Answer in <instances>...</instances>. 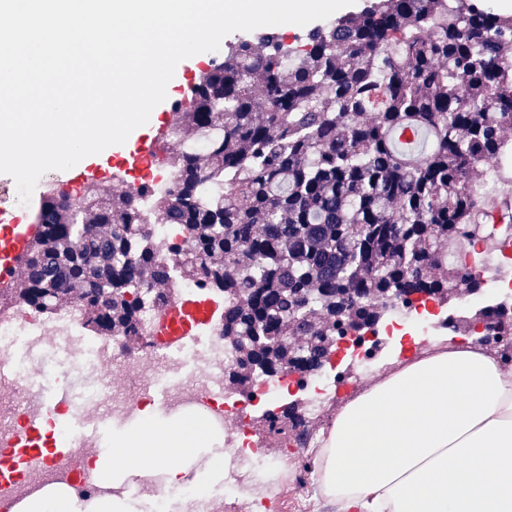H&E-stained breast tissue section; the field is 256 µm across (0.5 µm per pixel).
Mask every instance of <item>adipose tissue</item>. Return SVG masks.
I'll use <instances>...</instances> for the list:
<instances>
[{"label": "adipose tissue", "instance_id": "obj_1", "mask_svg": "<svg viewBox=\"0 0 512 512\" xmlns=\"http://www.w3.org/2000/svg\"><path fill=\"white\" fill-rule=\"evenodd\" d=\"M203 421L146 423L112 440V480L184 483ZM315 467L341 512H512V367L478 335L407 355L345 395Z\"/></svg>", "mask_w": 512, "mask_h": 512}]
</instances>
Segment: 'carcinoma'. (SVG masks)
I'll list each match as a JSON object with an SVG mask.
<instances>
[{"mask_svg": "<svg viewBox=\"0 0 512 512\" xmlns=\"http://www.w3.org/2000/svg\"><path fill=\"white\" fill-rule=\"evenodd\" d=\"M184 97L160 142L180 135L170 186L120 197L57 187L39 206L41 235L21 263L18 295L49 312L51 288L103 331L137 333L131 288H170L142 242L144 203L184 227L183 273L232 295L224 335L242 345L234 382L287 362L324 365L336 337L375 324L380 302L479 282L438 263L479 211L471 173L503 152L512 127V17L481 0H364L311 27L297 44L276 31L230 45ZM435 261L437 273L423 266ZM288 323L311 338L280 344ZM295 407L267 414L280 433Z\"/></svg>", "mask_w": 512, "mask_h": 512, "instance_id": "cac0c4a2", "label": "carcinoma"}]
</instances>
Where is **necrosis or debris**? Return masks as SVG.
<instances>
[{
    "label": "necrosis or debris",
    "mask_w": 512,
    "mask_h": 512,
    "mask_svg": "<svg viewBox=\"0 0 512 512\" xmlns=\"http://www.w3.org/2000/svg\"><path fill=\"white\" fill-rule=\"evenodd\" d=\"M476 188L483 197V218L477 225H464L447 262L449 269L470 273L480 283L490 285L496 303L487 312L484 336L491 343L500 339L504 325L512 323V308L502 300L503 295L512 293V168L499 161L490 164ZM145 232L167 269L172 298L201 297L214 311H223L222 291L186 277L174 263L172 247L184 242L179 225L163 223L151 212ZM165 311V305L157 303L137 311L139 343L134 346L120 333L108 341L86 337L85 311L78 301L51 319L19 298L13 299L9 310L0 309V358L6 360L5 369L0 371V440L21 437L43 417L46 398L35 384L40 377L60 390L56 409H73L88 426L104 418L120 426L133 425L139 413L153 403L168 413L203 419L216 432L223 430L228 416L238 417L243 441L224 463L227 485L240 482V463L244 460L266 468L287 467V459L274 461L264 454L245 421L248 408L276 395L279 385L254 378L238 389L225 386L224 370L234 364L236 353L224 342L223 321H208L199 343L173 351L159 333ZM385 311V322L337 339L338 346L362 369L372 367L376 345L407 321H414L424 336L436 323L451 332L456 329L453 318H439L436 306L414 299L395 300ZM130 373L135 375V382L127 381ZM283 379L305 385L312 413L320 410L330 387L354 388L359 384L355 372L341 371L334 363L310 373L293 369L285 372ZM159 391L164 394L160 400L155 397ZM59 436L71 447V454L51 467H28L14 480L1 484L0 512H9L12 505L51 487L68 490L82 501L123 496L133 490L149 503L151 512H215L212 497L189 482L170 487L154 477L140 480L131 489L101 481L91 465L93 442L65 427L60 428Z\"/></svg>",
    "instance_id": "necrosis-or-debris-1"
}]
</instances>
